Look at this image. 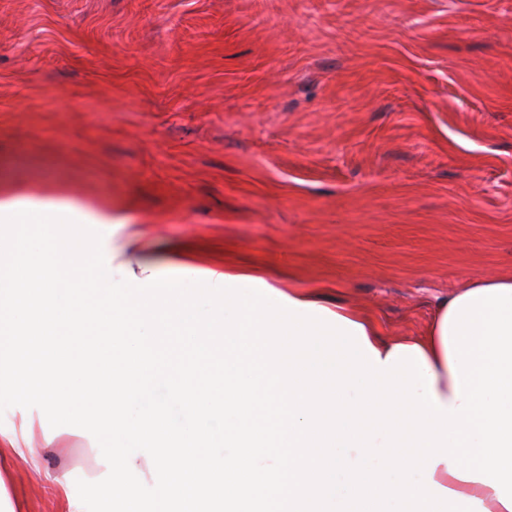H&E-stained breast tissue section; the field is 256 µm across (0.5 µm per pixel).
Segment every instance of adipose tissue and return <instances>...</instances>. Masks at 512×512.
I'll return each mask as SVG.
<instances>
[{
    "instance_id": "1",
    "label": "adipose tissue",
    "mask_w": 512,
    "mask_h": 512,
    "mask_svg": "<svg viewBox=\"0 0 512 512\" xmlns=\"http://www.w3.org/2000/svg\"><path fill=\"white\" fill-rule=\"evenodd\" d=\"M284 293L289 298L302 304L310 303L330 307L332 312L361 324L370 345L378 351L380 358H387L400 345L418 347L434 375L433 391L436 398L440 403L449 407L455 404L457 396L443 335L444 318L456 299L455 294L449 293L437 297L434 314L421 335L394 337L383 335L378 322L369 314L343 304H329L319 289L291 286L285 288ZM433 480L441 486L464 495V497L480 501L487 512H507L504 505L500 503L499 496L493 487L481 482L456 478L450 474L446 464L437 465Z\"/></svg>"
}]
</instances>
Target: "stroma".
Returning a JSON list of instances; mask_svg holds the SVG:
<instances>
[{
  "instance_id": "1",
  "label": "stroma",
  "mask_w": 512,
  "mask_h": 512,
  "mask_svg": "<svg viewBox=\"0 0 512 512\" xmlns=\"http://www.w3.org/2000/svg\"><path fill=\"white\" fill-rule=\"evenodd\" d=\"M79 200L171 267L326 287L392 336L512 274V0H0V197ZM14 512L96 451L15 406Z\"/></svg>"
}]
</instances>
